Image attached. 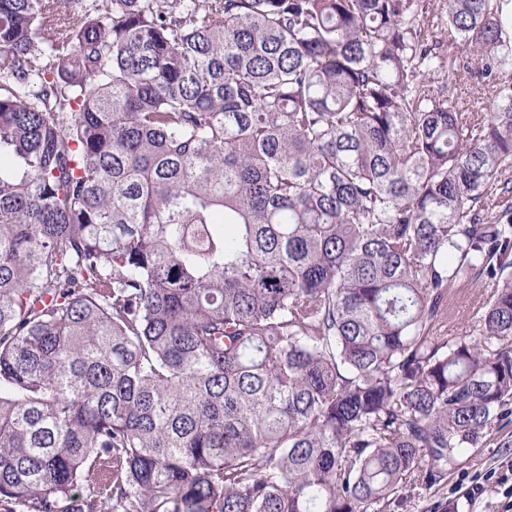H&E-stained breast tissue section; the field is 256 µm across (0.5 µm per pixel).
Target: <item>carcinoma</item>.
I'll list each match as a JSON object with an SVG mask.
<instances>
[{"instance_id": "obj_1", "label": "carcinoma", "mask_w": 512, "mask_h": 512, "mask_svg": "<svg viewBox=\"0 0 512 512\" xmlns=\"http://www.w3.org/2000/svg\"><path fill=\"white\" fill-rule=\"evenodd\" d=\"M448 28L491 111L414 0H0V512H379L512 423V0ZM491 288H470L459 286L450 295L451 319L448 323L449 332L469 331L474 325V313L490 293Z\"/></svg>"}]
</instances>
